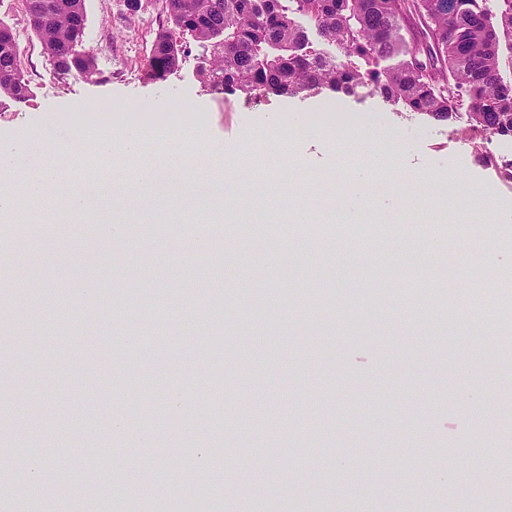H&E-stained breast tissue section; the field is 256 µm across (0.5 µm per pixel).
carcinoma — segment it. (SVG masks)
Masks as SVG:
<instances>
[{
	"instance_id": "carcinoma-1",
	"label": "carcinoma",
	"mask_w": 512,
	"mask_h": 512,
	"mask_svg": "<svg viewBox=\"0 0 512 512\" xmlns=\"http://www.w3.org/2000/svg\"><path fill=\"white\" fill-rule=\"evenodd\" d=\"M27 20L58 79L100 75L78 50L85 0H23ZM143 74L164 81L185 51H199V78L246 100L369 87L411 114L437 122L465 110L481 134L512 139V82L501 73L500 41L512 37V0H162ZM315 29L339 55L315 49ZM13 29L0 21V97L24 99ZM505 181L512 160L478 156Z\"/></svg>"
}]
</instances>
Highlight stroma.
<instances>
[{"instance_id":"35a3bbf8","label":"stroma","mask_w":512,"mask_h":512,"mask_svg":"<svg viewBox=\"0 0 512 512\" xmlns=\"http://www.w3.org/2000/svg\"><path fill=\"white\" fill-rule=\"evenodd\" d=\"M83 47L100 77L56 78L28 28L23 0H0V21L23 30L25 101L0 100V140L41 133L71 141L66 107L109 115L120 97L143 100L150 121L195 129L189 142H151L116 159V211L139 167L247 166L263 178L242 198H158L165 234L113 239L89 222L78 234L49 209L77 192L82 154L21 157V183L48 168L41 207L6 221L29 287L0 288L8 350L0 351V500L42 491V512H123L152 500L166 512H472L484 499L512 512V384L499 347L457 334L460 299L497 314L493 278L512 273V183L477 161L444 124L401 117L368 89L242 97L204 87L197 56L166 80L143 76L161 0H86ZM191 104L178 112L177 103ZM308 136L292 137L295 127ZM470 181L485 203L453 202ZM367 183L360 222L353 190ZM233 211L218 223L211 208ZM487 244L460 264L472 237ZM126 261L113 265V254ZM37 264H29L30 255ZM101 268L94 307L56 313L81 297L84 259ZM68 308V307H67ZM222 423H215L213 413ZM125 422L112 427L113 417ZM260 458L266 478L243 468ZM223 497L199 496L196 470Z\"/></svg>"}]
</instances>
